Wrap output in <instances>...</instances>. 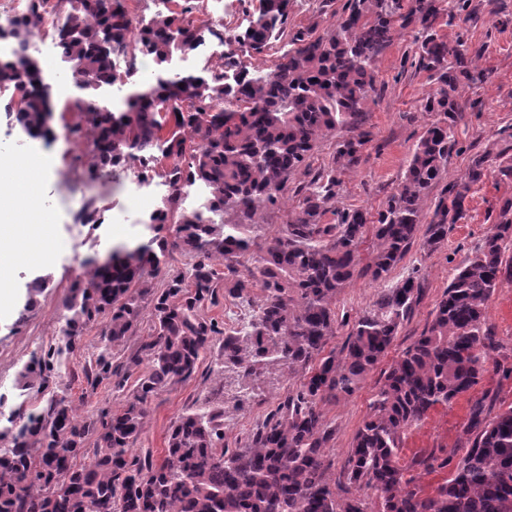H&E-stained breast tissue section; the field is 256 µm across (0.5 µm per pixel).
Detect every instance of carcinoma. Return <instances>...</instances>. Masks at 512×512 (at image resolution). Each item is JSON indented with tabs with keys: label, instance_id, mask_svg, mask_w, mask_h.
<instances>
[{
	"label": "carcinoma",
	"instance_id": "cac0c4a2",
	"mask_svg": "<svg viewBox=\"0 0 512 512\" xmlns=\"http://www.w3.org/2000/svg\"><path fill=\"white\" fill-rule=\"evenodd\" d=\"M70 5L52 30L80 113L63 130L88 174L138 163L144 182L157 175L170 193L142 220L154 233L135 246L118 245L86 260L89 270L64 302L54 345L33 352L18 371L17 392L0 393V512H512V406L495 410L494 396L470 407L459 436L465 452L399 463L405 430L437 405L469 392L488 369L512 377V354L493 359L500 344L487 321L492 296L512 284V198L499 206L491 231L465 258L433 309L424 331L384 373L334 481L329 457L336 427L325 407L353 395L385 357L399 329L420 305L419 269L381 288L338 349L328 348L339 323L336 299L360 272L387 276L416 240L434 251L448 225L466 215L471 186L494 158L475 155L458 180L444 181L458 145L454 129L472 103L460 90L486 81L464 31L478 17L475 0H346L323 33L288 29L290 0H260L248 26L225 41L224 67L200 74L167 67L174 54L197 49L204 33L195 0H162L165 10L134 29L122 0H58ZM47 0H30L26 15L0 25L13 55L0 62L16 96L7 108L31 139L50 140L52 87L32 53L46 27ZM415 32L404 61L429 73L421 104L428 123L394 191L376 213L336 206L344 174L363 161L369 134L361 130L375 90L376 62L406 29ZM288 50L274 68L253 74L240 54L260 55L282 37ZM156 69L139 79L138 56ZM123 59L119 70L115 60ZM129 85L119 108L95 106L100 90ZM345 130L327 164L310 160L324 136ZM298 205L278 235L259 249L250 233L268 211L286 207L291 177ZM199 195L182 207L191 187ZM440 187L432 210L430 191ZM167 230L169 236L160 232ZM371 236V263L360 247ZM190 257L184 268L173 252ZM224 261V272L215 261ZM260 294L252 297V286ZM254 304L246 326L223 332L204 315L218 288ZM151 334L125 360L113 348L143 319ZM99 328V344L80 371L93 388L103 382L125 393L122 408L83 415L61 360ZM219 345L216 386L171 424L161 460L133 454L151 398L192 379ZM149 371L135 375L143 361ZM288 374L287 393L237 448L224 445V420L239 411L255 382ZM45 397L27 406L30 391ZM450 468L448 480L422 495L409 468Z\"/></svg>",
	"mask_w": 512,
	"mask_h": 512
}]
</instances>
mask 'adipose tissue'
Instances as JSON below:
<instances>
[{"mask_svg":"<svg viewBox=\"0 0 512 512\" xmlns=\"http://www.w3.org/2000/svg\"><path fill=\"white\" fill-rule=\"evenodd\" d=\"M8 178L0 180V222H9V230L0 229V267L7 268L25 260L42 248L50 232L47 211L38 208V186L42 166L25 156L6 162Z\"/></svg>","mask_w":512,"mask_h":512,"instance_id":"obj_1","label":"adipose tissue"}]
</instances>
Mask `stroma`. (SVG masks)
<instances>
[{
  "mask_svg": "<svg viewBox=\"0 0 512 512\" xmlns=\"http://www.w3.org/2000/svg\"><path fill=\"white\" fill-rule=\"evenodd\" d=\"M257 6L258 0H200L194 18L213 28L236 32L247 26ZM467 28L468 44L471 50L479 51L478 64L485 70L487 80L464 93L465 99L477 101L478 106L466 113L457 128L460 149L448 160L447 177L451 180L462 177L471 157L491 148L503 131L512 132V0H482L478 20L468 23ZM411 39L408 33L395 38L376 63L375 93L364 123L372 140L361 166L343 177L340 206L377 211L396 186L410 151L423 132L428 117L422 112L421 103L432 83L426 72L401 66ZM33 44L52 86L54 109L50 124L57 135L49 142L24 136L5 114L11 91L0 82V155L33 153L42 157L48 167L42 183V201L52 216L53 236L47 255L1 273L12 284L14 299L12 307L0 314V392L12 390L18 370L33 350L54 342L63 302L71 283L83 275L85 259L105 253L112 244L121 241L148 239L150 233L141 219L169 192L167 183L159 177L153 179L148 189L137 190V171L130 166L108 167L93 178L85 168L73 166L76 147L61 131L63 121L75 119L69 110V66L63 60L46 57L43 37H35ZM505 197H512V181H500L496 172H488L483 182L472 187L466 217L452 226L445 245L428 254L419 246H412L385 279L375 281L360 274L340 294L336 302L340 327L333 340L337 346L343 344L355 319L368 307L378 289L392 286L416 267L421 270L425 288L414 315L361 387L351 397L327 407V417L336 427L331 451L335 463H342L385 370L427 327L432 310L457 268L492 228L499 202ZM91 199L101 213L102 222L97 226L79 221L81 210ZM45 275L50 278L48 287L38 295L31 311H24L29 284ZM216 359V353H208L193 379L168 386L151 399L142 433L134 446L135 454L150 451L161 456L171 423L212 390L214 376L209 369ZM61 380L69 384L82 413L114 411L124 403L122 393L110 384L93 389L84 380L72 379L67 371ZM288 387L287 376L280 374L269 375L256 385L243 410L225 423V444L237 447ZM488 393L496 394L498 405H512V379L504 380L495 372H488L450 405L432 409L422 422L406 430L401 463L443 449H457L471 403Z\"/></svg>",
  "mask_w": 512,
  "mask_h": 512,
  "instance_id": "1",
  "label": "stroma"
}]
</instances>
